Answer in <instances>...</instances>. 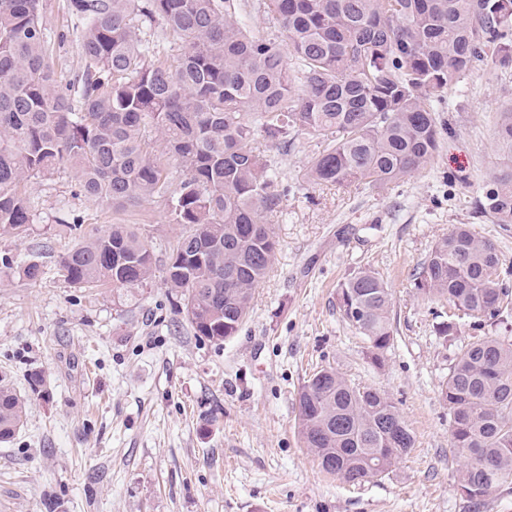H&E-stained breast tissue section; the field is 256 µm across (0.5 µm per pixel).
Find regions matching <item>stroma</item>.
I'll list each match as a JSON object with an SVG mask.
<instances>
[{
    "instance_id": "stroma-1",
    "label": "stroma",
    "mask_w": 512,
    "mask_h": 512,
    "mask_svg": "<svg viewBox=\"0 0 512 512\" xmlns=\"http://www.w3.org/2000/svg\"><path fill=\"white\" fill-rule=\"evenodd\" d=\"M43 7L66 84L83 66L81 24L68 0ZM510 106L512 67L467 72L433 103L434 161L373 191L309 182L321 139L299 133L268 150L284 190L276 258L241 330L221 345L195 335L164 285L178 227L163 201L109 207L79 195L67 168L29 183V234L0 237V258L44 271L32 287L0 267V376L27 406L22 430L0 443V512H512V491L478 507L457 493L441 398L460 346L511 341L512 320H469L439 338L447 305L414 287L436 242L467 224L496 245L512 289V224L473 209L500 165L492 132ZM114 224H148L156 237L155 277L133 298L58 271L80 231ZM364 267L393 295L397 332L379 366L337 305L339 283ZM321 365L398 408L415 446L388 474L349 486L302 446L296 394Z\"/></svg>"
}]
</instances>
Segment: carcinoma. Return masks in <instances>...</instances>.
Segmentation results:
<instances>
[{
	"label": "carcinoma",
	"mask_w": 512,
	"mask_h": 512,
	"mask_svg": "<svg viewBox=\"0 0 512 512\" xmlns=\"http://www.w3.org/2000/svg\"><path fill=\"white\" fill-rule=\"evenodd\" d=\"M236 2L69 0L84 64L64 88L40 0H0V236L27 232L25 184L63 166L81 194L116 209L162 198L182 226L164 285L195 333L217 344L238 334L277 250L270 216L282 191L258 134L275 144L299 132L324 139L306 172L315 184L383 188L437 154L432 99L476 66H512V0H264L265 36L242 26ZM154 19L178 56L149 50L143 23ZM151 131L170 145L179 173L153 154ZM493 147L500 168L477 209L512 224V108L499 113ZM80 237L58 261L68 283L131 294L152 281L150 230L113 224ZM5 267L31 286L42 280L36 261ZM416 287L454 309L438 323L443 337L466 318L512 314L495 244L466 224L434 246ZM337 295L381 364L394 335L390 288L365 268ZM441 397L456 491L479 505L512 489V343L462 347ZM296 401L303 447L345 483L388 472L414 448L386 394L352 386L331 367L307 379ZM24 416L23 398L0 380V442Z\"/></svg>",
	"instance_id": "obj_1"
}]
</instances>
